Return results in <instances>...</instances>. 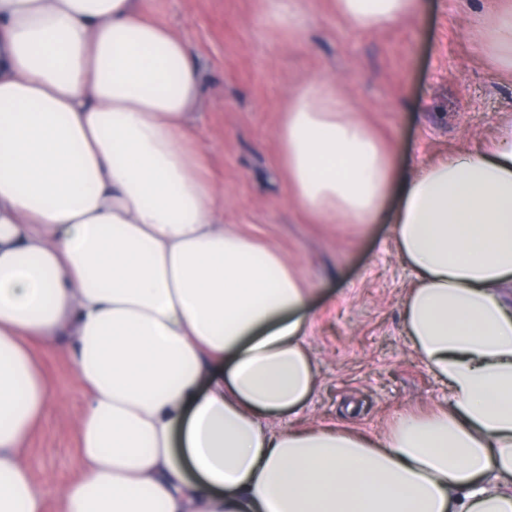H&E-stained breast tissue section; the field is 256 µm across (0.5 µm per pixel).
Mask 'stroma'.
I'll return each mask as SVG.
<instances>
[{"mask_svg":"<svg viewBox=\"0 0 512 512\" xmlns=\"http://www.w3.org/2000/svg\"><path fill=\"white\" fill-rule=\"evenodd\" d=\"M420 21L360 31L335 0H308L296 40L269 27L262 0H150L149 16L183 36L200 78L193 124L224 202V228L276 248L310 292L305 342L318 388L296 421L335 422L380 435L399 413L425 414L448 398L404 334L411 273L389 224H319L293 205L279 158L289 91L337 80L406 169L476 149L512 123V73L494 65L486 33L512 0H429ZM55 389L21 456L34 480L60 487L77 473L76 421L84 394L74 354H41Z\"/></svg>","mask_w":512,"mask_h":512,"instance_id":"obj_1","label":"stroma"}]
</instances>
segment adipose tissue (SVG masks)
Here are the masks:
<instances>
[{"label":"adipose tissue","mask_w":512,"mask_h":512,"mask_svg":"<svg viewBox=\"0 0 512 512\" xmlns=\"http://www.w3.org/2000/svg\"><path fill=\"white\" fill-rule=\"evenodd\" d=\"M425 0H336L360 30ZM296 37L307 0H264ZM149 0H0V512H45L20 463L64 338L85 394L63 512H512V128L400 172L338 83L288 95V195L317 222L392 224L403 328L448 401L385 436L299 414L317 389L308 291L225 230L185 39ZM395 207H388L390 196Z\"/></svg>","instance_id":"1"}]
</instances>
